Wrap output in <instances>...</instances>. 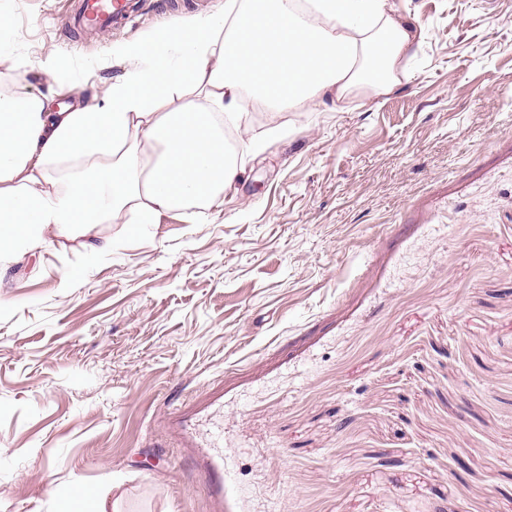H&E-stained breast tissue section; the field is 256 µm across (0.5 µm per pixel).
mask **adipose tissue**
<instances>
[{"label":"adipose tissue","instance_id":"adipose-tissue-1","mask_svg":"<svg viewBox=\"0 0 512 512\" xmlns=\"http://www.w3.org/2000/svg\"><path fill=\"white\" fill-rule=\"evenodd\" d=\"M424 25L389 0H220L111 44L123 67L103 101L54 109L38 93L0 98V266L72 229L88 258L112 249L99 224H154L231 186L259 145L226 150L225 124L263 107L314 111L388 94Z\"/></svg>","mask_w":512,"mask_h":512}]
</instances>
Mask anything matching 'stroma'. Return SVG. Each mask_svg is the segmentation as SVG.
I'll use <instances>...</instances> for the list:
<instances>
[{"label": "stroma", "instance_id": "35a3bbf8", "mask_svg": "<svg viewBox=\"0 0 512 512\" xmlns=\"http://www.w3.org/2000/svg\"><path fill=\"white\" fill-rule=\"evenodd\" d=\"M0 0V91L103 98L112 43L214 0ZM390 94L255 109L202 212L0 271V512H512V0H391ZM131 12L128 0H82L74 24L97 30L119 27L129 21Z\"/></svg>", "mask_w": 512, "mask_h": 512}]
</instances>
